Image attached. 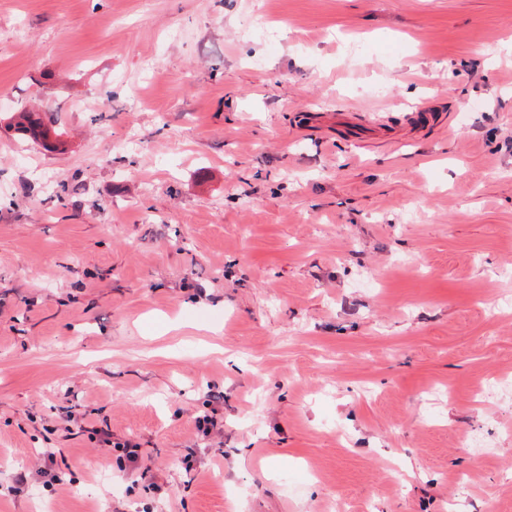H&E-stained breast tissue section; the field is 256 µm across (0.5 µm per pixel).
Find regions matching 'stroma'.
<instances>
[{
	"mask_svg": "<svg viewBox=\"0 0 512 512\" xmlns=\"http://www.w3.org/2000/svg\"><path fill=\"white\" fill-rule=\"evenodd\" d=\"M338 498L512 512V0H0V512ZM7 120L9 128L18 135L39 140L49 148H56L61 144L60 134L52 130L39 113L17 112L8 116Z\"/></svg>",
	"mask_w": 512,
	"mask_h": 512,
	"instance_id": "stroma-1",
	"label": "stroma"
}]
</instances>
